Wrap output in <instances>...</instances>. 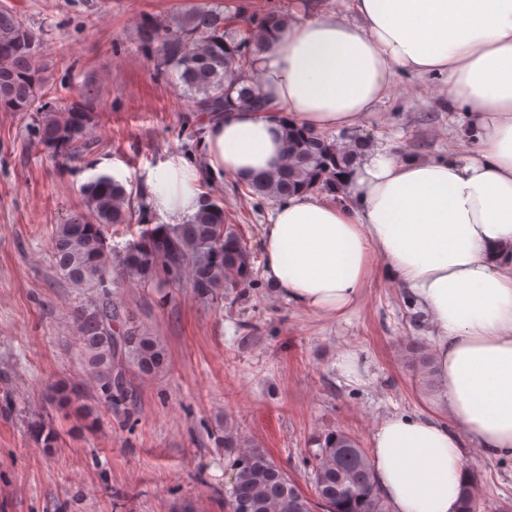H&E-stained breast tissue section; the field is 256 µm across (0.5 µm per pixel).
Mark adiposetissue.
I'll list each match as a JSON object with an SVG mask.
<instances>
[{"mask_svg": "<svg viewBox=\"0 0 512 512\" xmlns=\"http://www.w3.org/2000/svg\"><path fill=\"white\" fill-rule=\"evenodd\" d=\"M295 0L255 64L264 112L209 120L200 166L172 156L146 179L150 211L192 217L201 178L250 181L282 160L285 123L361 125L399 69L442 77L468 118L470 156L365 154L338 203L298 191L263 227V276L311 313H340L381 261L434 328L445 416L394 414L372 436L378 489L393 512H457L467 445L512 453V0Z\"/></svg>", "mask_w": 512, "mask_h": 512, "instance_id": "adipose-tissue-1", "label": "adipose tissue"}]
</instances>
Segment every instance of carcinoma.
Masks as SVG:
<instances>
[{
  "instance_id": "cac0c4a2",
  "label": "carcinoma",
  "mask_w": 512,
  "mask_h": 512,
  "mask_svg": "<svg viewBox=\"0 0 512 512\" xmlns=\"http://www.w3.org/2000/svg\"><path fill=\"white\" fill-rule=\"evenodd\" d=\"M230 28L224 10L193 7L159 20L142 18L138 47L157 58L160 73L178 75L196 112H224L231 107L261 111L266 107L246 73L267 45L269 33L288 23V14L271 10L239 17ZM50 68L36 36L12 10L0 8V111L35 112L31 133L35 143L55 157L83 151L91 123L89 109L74 101L59 109L43 99ZM284 160L267 176L244 184L245 191L281 201L302 187L336 192L344 168L367 147L368 138L354 137L339 145L325 135L291 125L284 127ZM86 212L55 226L51 248L54 266L68 284L86 294L73 308L72 328L84 375L102 392L109 406L120 407L133 397L127 374L146 377L166 363L157 337L130 325L129 312L112 298V274L140 284L159 273L176 280L189 275L191 288L214 300L227 288H248L254 282L251 254L241 235L228 223L221 199L204 193V204L185 224L138 221L136 239L116 249L107 229L130 224L136 217L132 192L110 175L81 187ZM421 379L433 376L432 358L419 345L409 347ZM314 495L294 488V481L258 445H246L232 428L224 430V448L236 453L234 480L226 505H249L248 512H314L318 502L334 503L336 512H388L374 477L373 465L357 439L330 430L315 439Z\"/></svg>"
}]
</instances>
